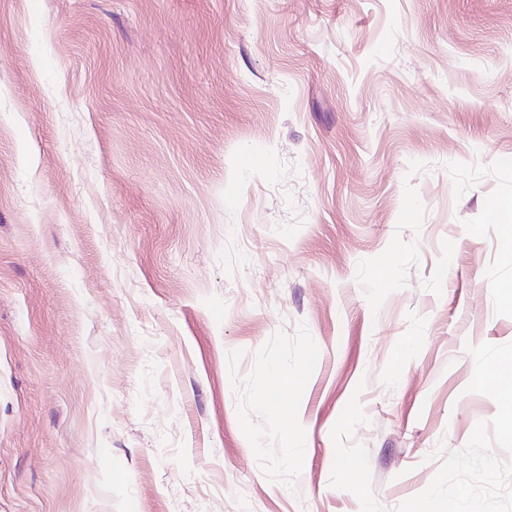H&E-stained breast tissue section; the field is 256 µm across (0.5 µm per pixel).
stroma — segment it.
<instances>
[{"mask_svg": "<svg viewBox=\"0 0 512 512\" xmlns=\"http://www.w3.org/2000/svg\"><path fill=\"white\" fill-rule=\"evenodd\" d=\"M509 197L512 0H0V512H512ZM497 217L500 238L504 248L512 251V200L511 198L501 200L497 205ZM498 394L503 404L511 409L512 406V357L499 360L496 367Z\"/></svg>", "mask_w": 512, "mask_h": 512, "instance_id": "stroma-1", "label": "stroma"}]
</instances>
